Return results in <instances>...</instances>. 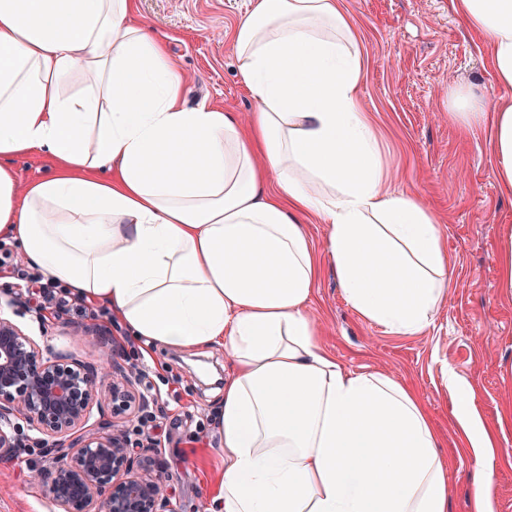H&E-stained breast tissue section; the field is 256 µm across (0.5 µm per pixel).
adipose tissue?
<instances>
[{
	"label": "adipose tissue",
	"instance_id": "obj_1",
	"mask_svg": "<svg viewBox=\"0 0 512 512\" xmlns=\"http://www.w3.org/2000/svg\"><path fill=\"white\" fill-rule=\"evenodd\" d=\"M495 93L448 91L489 127L512 195V0H450ZM231 42L249 124L184 107L169 38L138 0H0V238L143 346H221L223 463L207 512H448V464L423 400L352 372L309 311L323 263L348 304L397 335L433 322L452 266L423 200L388 186L358 101L360 39L340 0H251ZM87 75L75 93L71 74ZM33 152L51 176L19 187ZM327 227L324 253L307 226ZM473 451L475 512H494L493 444L468 381L445 369Z\"/></svg>",
	"mask_w": 512,
	"mask_h": 512
}]
</instances>
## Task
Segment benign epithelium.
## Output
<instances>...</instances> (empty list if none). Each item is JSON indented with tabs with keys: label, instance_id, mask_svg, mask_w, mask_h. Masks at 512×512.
I'll return each instance as SVG.
<instances>
[{
	"label": "benign epithelium",
	"instance_id": "benign-epithelium-1",
	"mask_svg": "<svg viewBox=\"0 0 512 512\" xmlns=\"http://www.w3.org/2000/svg\"><path fill=\"white\" fill-rule=\"evenodd\" d=\"M102 397L112 421L93 429L88 422ZM148 404L111 346H102L98 363L80 362L41 347L0 315V458L20 448L55 455L54 465L33 466L31 477L59 512H175L159 460L120 427Z\"/></svg>",
	"mask_w": 512,
	"mask_h": 512
}]
</instances>
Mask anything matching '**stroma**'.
<instances>
[{
    "instance_id": "stroma-1",
    "label": "stroma",
    "mask_w": 512,
    "mask_h": 512,
    "mask_svg": "<svg viewBox=\"0 0 512 512\" xmlns=\"http://www.w3.org/2000/svg\"><path fill=\"white\" fill-rule=\"evenodd\" d=\"M364 58L362 111L375 128L394 191L419 195L445 234L453 276L448 299L423 333L401 336L369 322L346 302L336 274L323 266L310 312L324 345L351 371L380 370L424 401L448 463V512H473L472 461L442 384V366L470 384L475 408L495 438V512H512V297L499 288L496 246L512 226V198L491 176L490 132L448 119V88L484 93L492 86L480 41L448 0H342ZM251 0H139L140 18L173 38L171 56L185 107L207 104L249 120L254 101L241 83L230 32ZM38 297L0 279V309L39 344L96 363L103 339L121 357L139 350L119 321L39 308ZM88 327L72 341L71 326ZM230 367L221 348L157 349L136 381L150 397L151 416L125 424L129 438L159 437L162 478L176 512H204L220 463L213 415ZM38 452L0 460V512H57L45 487L32 483Z\"/></svg>"
}]
</instances>
